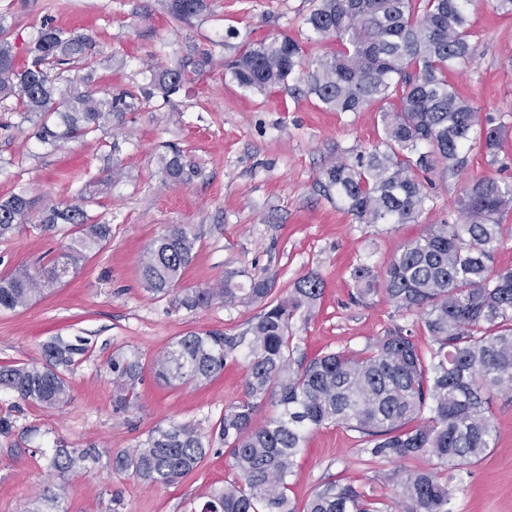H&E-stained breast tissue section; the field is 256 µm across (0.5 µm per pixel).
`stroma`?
Listing matches in <instances>:
<instances>
[{"label": "stroma", "mask_w": 512, "mask_h": 512, "mask_svg": "<svg viewBox=\"0 0 512 512\" xmlns=\"http://www.w3.org/2000/svg\"><path fill=\"white\" fill-rule=\"evenodd\" d=\"M165 0H0L6 40L15 60L41 24L89 35L96 42L97 75L113 91L138 99L133 111L58 148L43 145L33 122L0 103V197L24 191L29 221L0 240V276L35 269L57 256L72 228L43 230L50 206L75 199L92 187L86 209L92 222L112 227L110 241L90 254L51 292L27 308L0 310V364L39 362L43 346L60 337L82 339L86 353L68 372L72 400L49 411L0 392V415L14 428L0 435V512H34L47 483L63 488L61 512H200L211 489L235 479L227 448L215 447L190 474L170 486H150L113 468V457L138 447L156 426L190 423L210 432L225 407L243 396L244 361L227 363L204 385H160L154 359L176 337L189 333L242 331L259 305L215 299L196 310L176 308L173 294L208 288L226 275L242 283L273 277L283 296L305 274L316 273L322 295L292 320L293 357L310 360L337 350L362 352L396 325H416L418 342L431 340L417 316H398L382 294L359 297L355 268L385 270L401 245L430 224L453 217L466 184L490 176L512 181V15L491 0H475L474 66L451 74L459 94L473 99L508 133L496 164L472 149L470 165L454 175L436 169L433 208L416 224H361L335 194L319 185L323 171L341 159L371 150L381 135L378 106L361 112H329L312 96L276 89L259 93L238 87L224 63L246 41L275 35L301 43L307 57L332 51L309 40L303 17L310 0H207V9L187 23L173 21ZM210 62L166 107L143 97L150 69L190 64L200 54ZM180 150L194 167L184 183L166 180L161 155ZM191 224L199 241L193 262L173 294H153L142 283L143 252L170 225ZM118 354L139 356L137 398L126 409L112 403L109 362ZM494 448L458 482L451 512H512V391L492 393ZM96 448L91 472L50 475L48 455L56 445ZM357 432L338 425L310 429L295 459L287 494L305 503L329 481L342 480L377 498H395L402 463L373 464Z\"/></svg>", "instance_id": "35a3bbf8"}]
</instances>
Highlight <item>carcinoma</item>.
Wrapping results in <instances>:
<instances>
[{
  "instance_id": "cac0c4a2",
  "label": "carcinoma",
  "mask_w": 512,
  "mask_h": 512,
  "mask_svg": "<svg viewBox=\"0 0 512 512\" xmlns=\"http://www.w3.org/2000/svg\"><path fill=\"white\" fill-rule=\"evenodd\" d=\"M304 25L318 42L338 49L309 59L286 36L251 42L225 64L241 88H272L314 96L330 112H361L381 103L383 137L368 153L324 170L327 189L361 224H417L429 211L427 173L435 160L456 173L469 165L476 141L493 165L504 136L483 123L481 108L461 96L448 74L467 68L477 45L469 19L473 0H312ZM207 8L205 0H167L169 16L188 22ZM0 16V102L38 122V139L57 148L103 129L135 109L129 92L94 83L76 61L93 68L94 41L87 35L42 25L28 47L29 60L15 64L3 39ZM188 80L185 65L157 69L151 85L163 101ZM427 144L430 152L421 151ZM164 174L186 182L194 174L180 154L161 158ZM79 201L54 207L41 219L47 228H78L61 257L39 268L0 277V310L28 306L62 282L59 265L74 271L88 253L111 239L108 224H91ZM30 201L15 192L0 198V239L27 223ZM512 210V183L493 177L472 181L457 200L451 224H430L401 246L382 275L363 265L354 270L357 294L381 292L401 316L416 313L432 345L425 351L413 331L395 326L369 342L364 352L324 353L307 362L290 358L293 317L319 300L322 281L309 273L291 292L271 298L266 278L243 288L224 278L218 288H198L175 297L179 307L204 308L214 298L234 305L261 304L239 333H190L174 339L155 359V378L168 385L203 384L230 361H247L243 398L224 410L215 434L230 449L239 480L209 494L201 512H391L381 500L351 483L331 481L305 506L287 495L295 458L313 427L343 425L357 432L374 460H437L432 468L406 469L400 481L401 512H449L450 470H465L488 454L493 442L491 390L512 389V268L495 266L504 244L503 217ZM191 224H173L144 250L141 277L153 294H166L195 256ZM85 348L55 338L44 360L0 366V390L50 410L72 399L66 372ZM115 402L131 403L142 373L139 357L110 363ZM264 403L275 413L259 426ZM213 437L191 424L155 428L139 447L113 458V467L149 485L175 484L193 471ZM99 458L95 448H57L49 466L63 476L81 473Z\"/></svg>"
}]
</instances>
